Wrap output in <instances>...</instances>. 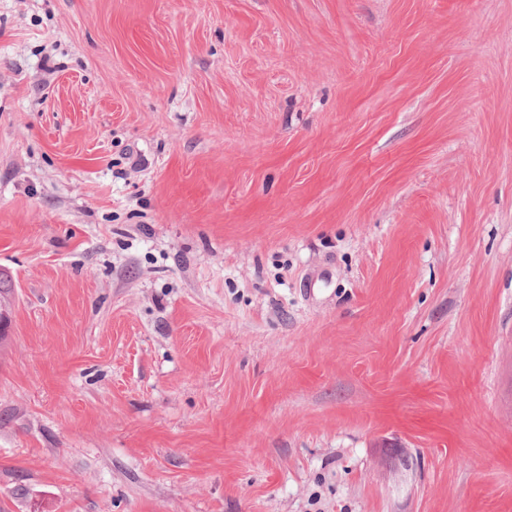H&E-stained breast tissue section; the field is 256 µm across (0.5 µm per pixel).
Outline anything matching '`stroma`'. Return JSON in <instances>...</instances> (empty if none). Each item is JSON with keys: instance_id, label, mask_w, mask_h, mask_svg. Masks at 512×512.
<instances>
[{"instance_id": "obj_1", "label": "stroma", "mask_w": 512, "mask_h": 512, "mask_svg": "<svg viewBox=\"0 0 512 512\" xmlns=\"http://www.w3.org/2000/svg\"><path fill=\"white\" fill-rule=\"evenodd\" d=\"M0 512H512V0H0Z\"/></svg>"}]
</instances>
